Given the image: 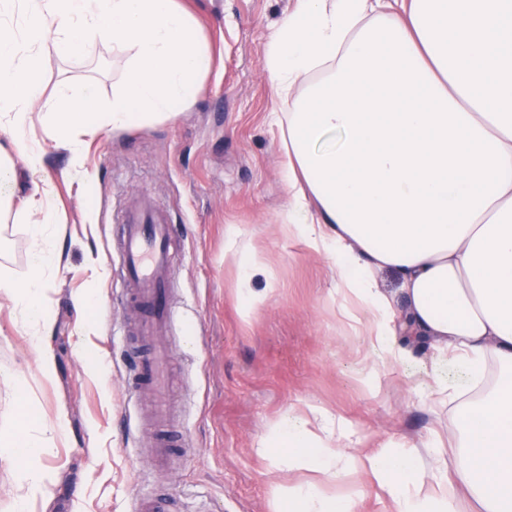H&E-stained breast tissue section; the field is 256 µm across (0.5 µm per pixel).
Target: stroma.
Returning a JSON list of instances; mask_svg holds the SVG:
<instances>
[{
    "mask_svg": "<svg viewBox=\"0 0 512 512\" xmlns=\"http://www.w3.org/2000/svg\"><path fill=\"white\" fill-rule=\"evenodd\" d=\"M211 48L205 90L176 121L79 134L88 181L74 175L70 152L42 143L43 178L55 189L49 242L57 261L45 277L50 329L41 340L54 359L43 376L16 308L0 295V426L27 406L34 437L54 435L43 459L52 480L26 512H133L136 498L165 491L178 512H279L274 491L297 474L263 452L268 427L288 412L316 405L351 426L328 436L343 452L401 447L432 439L459 418L457 403L438 401L441 381L460 383L436 365L427 338L411 341L413 358L384 364L364 332L340 313L331 260L288 237L281 215L288 186L280 142L267 117L274 101L264 48L294 0H183ZM111 46L89 45L76 57L50 56L41 78L53 89L69 78L102 100L123 72ZM149 199L177 227L172 265L173 326L163 338L171 355L168 398L189 444L166 471L145 458L153 439L152 397L128 384L129 354L114 346L138 319L122 306L109 255L127 208ZM243 237L268 268L253 286L267 299L250 319L239 314L238 269L224 256V227ZM30 259L29 228H0V275L21 281ZM91 296V308L80 297ZM107 367L99 378L96 362ZM378 389L359 381L368 366ZM329 495L362 491L359 512H392L366 477L351 485L323 480Z\"/></svg>",
    "mask_w": 512,
    "mask_h": 512,
    "instance_id": "stroma-1",
    "label": "stroma"
}]
</instances>
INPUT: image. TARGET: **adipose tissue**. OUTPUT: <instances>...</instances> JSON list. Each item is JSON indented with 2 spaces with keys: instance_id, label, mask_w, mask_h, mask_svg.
<instances>
[{
  "instance_id": "adipose-tissue-1",
  "label": "adipose tissue",
  "mask_w": 512,
  "mask_h": 512,
  "mask_svg": "<svg viewBox=\"0 0 512 512\" xmlns=\"http://www.w3.org/2000/svg\"><path fill=\"white\" fill-rule=\"evenodd\" d=\"M93 42L126 59L111 100L68 82L45 95L47 49L69 56ZM211 65L202 27L180 0H0V221L14 217L31 238L28 277L0 276V294L20 311L32 346L50 328L43 271L55 260L43 143L175 120L201 95ZM265 72L280 103L269 123L284 146L289 237L332 260L336 292L366 313L382 361L408 360L395 341L405 326L453 357L470 386L459 395L453 468L429 446L336 453L310 419L343 437L348 423L317 407L284 415L264 451L311 479L281 491L283 512H357L354 496L325 495L316 478L361 472L394 512H457L452 476L479 512H512V0H297L269 37ZM47 97L56 108L41 119L42 142L26 145ZM336 133L340 144L325 145ZM22 192L24 209L12 212ZM241 236L225 226L248 317L265 300L253 286L264 266ZM385 269L397 277L404 317L378 283ZM9 445L21 512L50 479L40 463L49 449L19 427Z\"/></svg>"
}]
</instances>
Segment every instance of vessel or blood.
Segmentation results:
<instances>
[{
    "label": "vessel or blood",
    "instance_id": "obj_1",
    "mask_svg": "<svg viewBox=\"0 0 512 512\" xmlns=\"http://www.w3.org/2000/svg\"><path fill=\"white\" fill-rule=\"evenodd\" d=\"M174 234L168 215L144 204L129 212L113 246L121 293L130 305L143 311L138 334L149 342L168 329L174 318L169 304ZM167 359V354L158 350L139 360L128 377L129 384L162 397Z\"/></svg>",
    "mask_w": 512,
    "mask_h": 512
}]
</instances>
